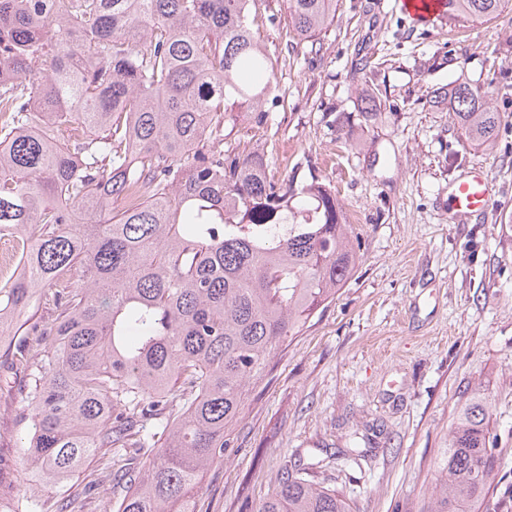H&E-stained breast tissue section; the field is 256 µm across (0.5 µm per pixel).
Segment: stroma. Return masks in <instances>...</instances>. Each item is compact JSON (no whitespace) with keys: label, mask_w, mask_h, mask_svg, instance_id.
I'll return each mask as SVG.
<instances>
[{"label":"stroma","mask_w":512,"mask_h":512,"mask_svg":"<svg viewBox=\"0 0 512 512\" xmlns=\"http://www.w3.org/2000/svg\"><path fill=\"white\" fill-rule=\"evenodd\" d=\"M256 38L277 60L263 121L235 113L228 152L264 151L268 173L335 191L361 263L269 384L253 391L235 446L206 472L200 512H250L284 465L327 461L353 512H425L456 412L479 392L491 412L496 479L481 512H512V5L497 17L421 24L396 0H336L313 38L288 0H259ZM481 86L500 124L467 141L439 90ZM373 97L372 112L360 110ZM491 178L480 218L448 220L441 195L472 166ZM23 377L0 376V505L55 486L28 456ZM370 447L354 460V433ZM77 512L117 499L99 464L64 483Z\"/></svg>","instance_id":"35a3bbf8"}]
</instances>
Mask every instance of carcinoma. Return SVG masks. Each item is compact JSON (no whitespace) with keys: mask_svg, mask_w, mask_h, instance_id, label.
<instances>
[{"mask_svg":"<svg viewBox=\"0 0 512 512\" xmlns=\"http://www.w3.org/2000/svg\"><path fill=\"white\" fill-rule=\"evenodd\" d=\"M512 0H445L448 21ZM336 0H288L312 38ZM258 0H0V231L23 268L0 326L43 302L9 365L25 376L28 448L59 484L97 457L116 512H196L206 469L234 447L250 393L357 270L334 193L271 180L262 151L224 153L232 113L274 92ZM451 109L476 145L498 113L466 82ZM121 202L120 211L112 204ZM476 393L436 463L427 512H480L494 485ZM146 458L112 468V456ZM284 469L252 512H352Z\"/></svg>","mask_w":512,"mask_h":512,"instance_id":"cac0c4a2","label":"carcinoma"}]
</instances>
